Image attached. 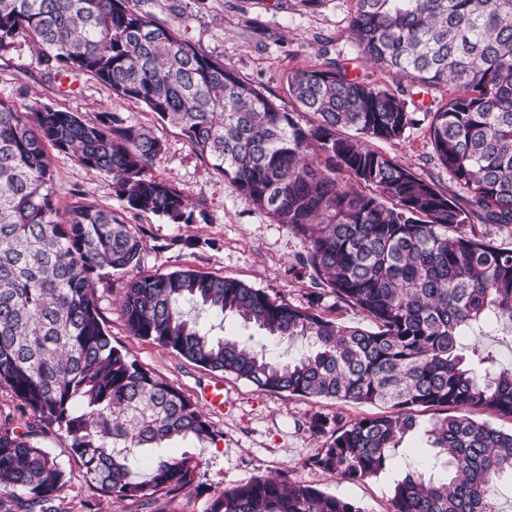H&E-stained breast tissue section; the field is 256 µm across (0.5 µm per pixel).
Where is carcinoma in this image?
<instances>
[{
    "label": "carcinoma",
    "instance_id": "cac0c4a2",
    "mask_svg": "<svg viewBox=\"0 0 512 512\" xmlns=\"http://www.w3.org/2000/svg\"><path fill=\"white\" fill-rule=\"evenodd\" d=\"M145 2L0 0V50L22 35L56 75L86 74L178 128L234 191L304 238L302 264L373 327L180 268L124 283L128 331L261 391L387 405L339 429L309 464L349 482L376 477L420 432L429 466L406 464L393 512H499L494 486L512 474V432L472 414L512 417V369L463 340L488 326L512 337V248L468 229L479 215L512 224V0H354L357 60L403 85L394 93L338 62L292 72L304 123ZM440 87L452 93L436 111H408L406 97ZM421 121L466 205L365 143ZM50 149L112 177L131 212L207 221L152 174L163 144L151 128L114 112L87 118L0 100V387L33 417L21 433L0 422V512H58L71 477L41 444L51 432L67 436L100 494L143 506L187 486L199 466L191 450L165 448L215 434L197 401L112 345L97 284L140 267L143 240L83 193L60 212ZM228 315L306 349L284 360L250 338L214 334L212 321ZM422 407L451 414L425 425ZM210 512L364 509L271 475L224 489Z\"/></svg>",
    "mask_w": 512,
    "mask_h": 512
}]
</instances>
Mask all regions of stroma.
Returning a JSON list of instances; mask_svg holds the SVG:
<instances>
[{"mask_svg": "<svg viewBox=\"0 0 512 512\" xmlns=\"http://www.w3.org/2000/svg\"><path fill=\"white\" fill-rule=\"evenodd\" d=\"M354 0H148L145 9L172 24L183 38L208 55L233 67L239 76L280 108L297 106L288 94L287 76L329 61L350 73L398 91L399 85L375 68L357 61L349 28ZM0 100L18 107L57 109L91 116L117 112L129 123L150 127L162 140L163 151L152 172L182 189L192 204L205 206L208 223L179 224L150 213L128 214L143 239L141 272H167L190 267L242 281L270 298L299 307L318 305L329 317L349 326L366 325L365 316L334 294L316 295L312 271L299 261L304 241L286 226L273 223L251 199L232 189L182 136L142 105L116 97L83 74L59 81L44 58L25 39L0 51ZM373 149L405 163L419 175L466 202V192L437 161L427 124L407 129L392 141H372ZM53 175L59 204L81 192L119 211L112 180L80 166L71 157L53 155ZM125 275L100 282L99 305L113 345L127 350L139 364L155 372L192 398L218 384L224 407L208 411L216 434L200 449V465L188 486L157 495V512H208L224 489L257 476L283 474L321 491L358 503L366 512H392V490L402 475L396 465L379 476L347 482L309 466L308 461L329 442L336 430L360 419L385 414L386 406L337 403L258 390L251 383L221 372H210L156 344L132 336L119 299ZM325 421L314 431V417ZM42 444L70 471L72 480L59 494L60 512H134L131 504L96 492L82 476L65 434L52 433Z\"/></svg>", "mask_w": 512, "mask_h": 512, "instance_id": "35a3bbf8", "label": "stroma"}]
</instances>
